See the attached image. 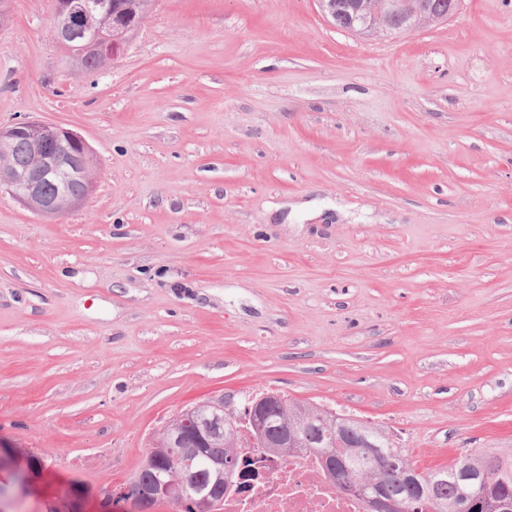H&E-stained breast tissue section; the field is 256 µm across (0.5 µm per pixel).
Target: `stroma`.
Returning <instances> with one entry per match:
<instances>
[{"mask_svg": "<svg viewBox=\"0 0 512 512\" xmlns=\"http://www.w3.org/2000/svg\"><path fill=\"white\" fill-rule=\"evenodd\" d=\"M52 0H0V127L92 147L82 206L0 192L5 512L111 495L206 398L276 391L430 472L512 450V0L384 39L316 0H158L87 75Z\"/></svg>", "mask_w": 512, "mask_h": 512, "instance_id": "obj_1", "label": "stroma"}]
</instances>
